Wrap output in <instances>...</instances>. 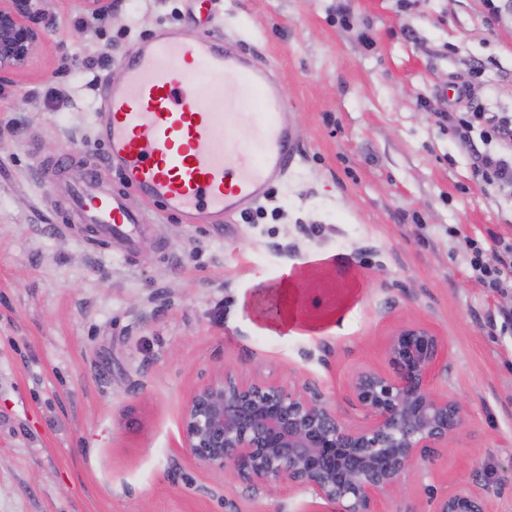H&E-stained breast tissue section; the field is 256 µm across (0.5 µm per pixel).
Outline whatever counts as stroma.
<instances>
[{
  "instance_id": "stroma-1",
  "label": "stroma",
  "mask_w": 512,
  "mask_h": 512,
  "mask_svg": "<svg viewBox=\"0 0 512 512\" xmlns=\"http://www.w3.org/2000/svg\"><path fill=\"white\" fill-rule=\"evenodd\" d=\"M212 2L114 0L95 15L51 0L46 40L0 90V512H336L200 467L182 448L184 405L229 369L315 384L365 424L350 381L388 370L404 324L443 339L431 387L469 416L380 512H434L463 483L512 512V288L484 287L466 245L512 243V197L474 178L422 104L464 78L512 113V22L486 25L485 0ZM165 27L219 31L267 64L300 156L247 217L161 221L128 249L66 224L46 186L91 166L111 180L104 90Z\"/></svg>"
}]
</instances>
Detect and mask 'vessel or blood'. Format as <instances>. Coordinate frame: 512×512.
Here are the masks:
<instances>
[{"label": "vessel or blood", "instance_id": "b4317fda", "mask_svg": "<svg viewBox=\"0 0 512 512\" xmlns=\"http://www.w3.org/2000/svg\"><path fill=\"white\" fill-rule=\"evenodd\" d=\"M121 65L125 80L109 86L100 130L115 184L105 188L91 168L69 192L78 223L95 238L130 244L155 219L196 224L205 214L242 215L287 177L299 145L277 83L251 55L228 50L220 34L186 40L168 30ZM194 75L206 79L205 99L181 91ZM253 101L259 112L244 111ZM133 194L143 207L129 204Z\"/></svg>", "mask_w": 512, "mask_h": 512}]
</instances>
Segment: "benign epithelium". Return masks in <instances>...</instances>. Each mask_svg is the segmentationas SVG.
Returning <instances> with one entry per match:
<instances>
[{
	"mask_svg": "<svg viewBox=\"0 0 512 512\" xmlns=\"http://www.w3.org/2000/svg\"><path fill=\"white\" fill-rule=\"evenodd\" d=\"M46 0H0V87L23 70L47 37ZM447 347L429 328L398 327L386 343L388 372L355 374L351 393L366 425L346 426L317 389L248 383L226 372L196 391L183 413L182 448L203 467L253 485L286 484L339 512H379L403 491L412 465L454 435L466 403L434 392ZM435 512H487L462 484Z\"/></svg>",
	"mask_w": 512,
	"mask_h": 512,
	"instance_id": "benign-epithelium-1",
	"label": "benign epithelium"
}]
</instances>
